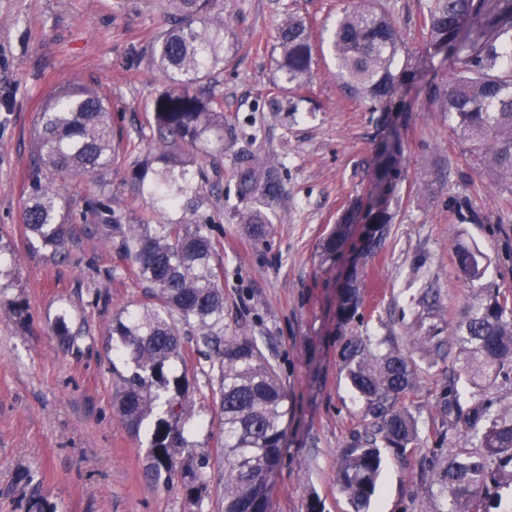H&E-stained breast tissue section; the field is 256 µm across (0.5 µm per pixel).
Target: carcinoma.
<instances>
[{
  "label": "carcinoma",
  "instance_id": "cac0c4a2",
  "mask_svg": "<svg viewBox=\"0 0 512 512\" xmlns=\"http://www.w3.org/2000/svg\"><path fill=\"white\" fill-rule=\"evenodd\" d=\"M217 0H166L173 19L151 50L163 83L152 106L153 176H139L151 214L137 224L123 223L112 208V190L99 185L85 200L102 232L129 259L145 285L142 310L121 314L112 335L121 341L118 356L129 355L135 367L120 376L117 410L123 424L139 430L154 411L147 452V474L158 480L180 475L186 497L198 504L208 490L210 455L188 448L184 436L187 374L170 376L166 364L186 355L184 337L210 360L216 385L224 450V512H267L268 479L278 467L287 432L288 396L275 366L256 338L228 332L224 323L223 267L210 234L214 188L200 155L224 154V110L207 80L224 65V20ZM426 42L433 55L453 60L451 84L433 88L430 97L448 113L456 130L477 146L488 175L512 179V0H429ZM276 71L290 89L308 83L314 65L309 28L288 16L278 28ZM336 76L371 111L386 112L392 98L416 69H395L403 47L383 7L372 0H350L330 39ZM123 145L112 123L109 98L90 88L63 87L37 118L36 145L22 224L46 257L64 261L74 239L73 219L62 211L55 179L61 175L94 176L112 167ZM401 144L394 139L379 154L375 178L388 193L399 180ZM240 221L257 236L268 233L257 209L240 213ZM348 226L337 224L319 246L320 258L336 256ZM462 279L473 291L461 311L453 343L460 372L448 383L442 413L463 425L480 451L465 457L448 454L434 472L433 512H491L500 490L512 489V411H493L482 399L464 411L458 382L476 385L512 366V292L482 283L485 269L478 256L457 252ZM363 306L357 278L338 290L337 312L344 322ZM56 335L70 347L77 333L65 316ZM348 379L367 405L374 422L366 438L344 451L336 482L351 512H369L381 474V449L404 455L415 444L413 416L395 406L415 386L417 368L399 351L380 352L368 339L353 337L342 351Z\"/></svg>",
  "mask_w": 512,
  "mask_h": 512
}]
</instances>
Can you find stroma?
I'll list each match as a JSON object with an SVG mask.
<instances>
[{"label": "stroma", "mask_w": 512, "mask_h": 512, "mask_svg": "<svg viewBox=\"0 0 512 512\" xmlns=\"http://www.w3.org/2000/svg\"><path fill=\"white\" fill-rule=\"evenodd\" d=\"M421 75L372 112L336 78L329 29L349 0H219L224 44L232 53L211 86L224 105L223 193L210 211L224 267V321L256 337L288 392V432L270 479L269 512H306L317 495L324 512H350L336 484L346 448L369 432L366 403L351 388L341 352L348 339L370 337L381 350L411 356L418 376L398 404L418 423L416 451L384 450L371 512H431L432 478L448 451L473 445L440 412L448 378L460 363L453 331L471 292L458 277L455 252L481 257L485 278L512 290V182L486 175L471 143L428 97L448 85L451 61L429 59L427 0H382ZM305 19L319 45L313 76L300 93L276 86L273 48L287 14ZM163 0H0V247L18 263L0 294V512H224V471L209 470L202 506L185 496L179 477L152 481L147 440L121 422L115 402L129 359H115L112 319L136 309L143 287L130 260L93 221L75 224L67 261L48 262L24 234L40 109L66 85L109 96L124 147L112 168L60 183L64 211L80 210L99 183L113 206L137 222L149 205L135 178L148 157L151 108L161 78L150 49L168 29ZM402 138V176L380 248L367 252L361 225L378 152L390 131ZM275 167L279 190L262 185L240 194L245 162ZM256 208L271 227L256 237L237 218ZM350 218L335 260L319 244ZM355 272L365 305L341 322L337 289ZM435 306L420 304L426 290ZM25 313H17V304ZM79 329L76 348L62 345L58 316ZM432 329L442 347L420 340ZM191 388L189 447L222 451L219 406L208 362L196 354L172 365Z\"/></svg>", "instance_id": "1"}]
</instances>
